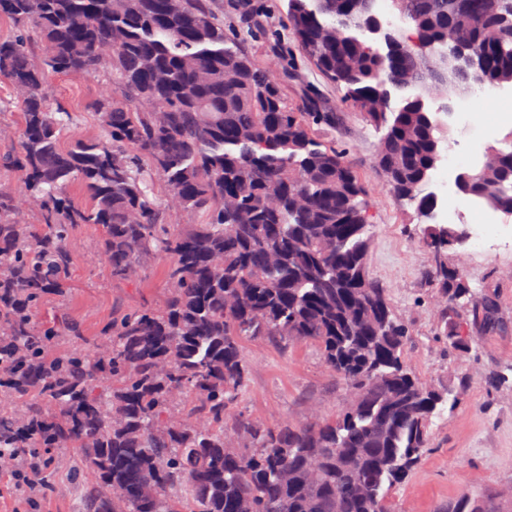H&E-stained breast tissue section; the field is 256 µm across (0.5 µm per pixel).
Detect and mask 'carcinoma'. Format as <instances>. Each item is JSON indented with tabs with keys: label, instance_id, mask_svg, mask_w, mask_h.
Returning <instances> with one entry per match:
<instances>
[{
	"label": "carcinoma",
	"instance_id": "obj_1",
	"mask_svg": "<svg viewBox=\"0 0 512 512\" xmlns=\"http://www.w3.org/2000/svg\"><path fill=\"white\" fill-rule=\"evenodd\" d=\"M408 28L379 27L377 0H288L297 47L342 102L385 130L376 155L393 196L414 206L448 308L444 336L471 339L451 313L485 321L448 256L463 224L433 222L424 193L447 141L429 101L476 84L512 86V0H391ZM15 24L0 39V78L23 92L17 153L0 170V448L53 465L75 448L90 478L82 512H392L389 491L430 447L444 393L405 360L408 330L368 271L369 205L345 156L313 138L336 123L287 105L277 62L239 45L208 0H0ZM482 60L448 67V45ZM106 71L100 135H68L48 76ZM400 107L391 108L392 96ZM461 194L512 217V149L468 168ZM78 182L90 204L66 196ZM41 227L19 219L20 201ZM181 221L173 224L169 217ZM103 228L112 280L165 264L153 306H128L77 351L68 313L75 230ZM309 343L355 395L332 418L269 424L237 411L249 375L242 343ZM438 512H503L464 494Z\"/></svg>",
	"mask_w": 512,
	"mask_h": 512
}]
</instances>
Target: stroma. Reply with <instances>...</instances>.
I'll return each instance as SVG.
<instances>
[{
  "mask_svg": "<svg viewBox=\"0 0 512 512\" xmlns=\"http://www.w3.org/2000/svg\"><path fill=\"white\" fill-rule=\"evenodd\" d=\"M288 0H211L225 25L245 32L247 49L258 60L279 57L286 99L311 112H334L336 124L314 126L316 140L342 151L361 179L372 215L369 273L387 290L389 303L408 329L406 356L418 378L444 390L448 401L431 425V448L409 478L389 496L398 512H436L448 499L496 492L512 486V218L484 205L463 203L456 188L431 182L439 207H462L469 230L481 239L462 246L470 288L491 296L497 305L494 328L473 326L471 351L449 350L441 334L433 280V261L422 243L414 210L398 202L375 165L383 136L353 108L340 106L343 91L327 81L303 55L285 23ZM106 81L105 73L83 77L53 76L47 92L53 102L74 114L72 132L94 136L98 118L92 108ZM448 117V142L463 165L482 159L485 150L501 146L512 131V87L497 97L454 98ZM101 226L81 225L73 249L72 290L66 299L49 298L43 308L52 315L66 307L81 325L78 344L89 347L113 312L127 305L155 303L165 282V266L145 271L138 286L113 282L100 253ZM250 374L238 408L267 423L331 418L345 404L341 385L311 344L284 345L267 339H245ZM47 475L44 512H80L84 483L70 474L74 451L56 448Z\"/></svg>",
  "mask_w": 512,
  "mask_h": 512,
  "instance_id": "stroma-1",
  "label": "stroma"
}]
</instances>
